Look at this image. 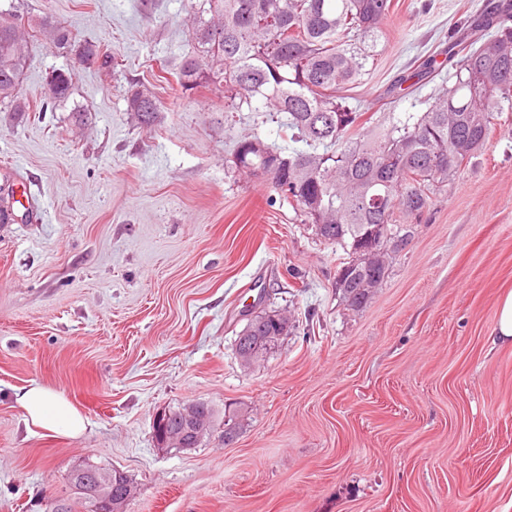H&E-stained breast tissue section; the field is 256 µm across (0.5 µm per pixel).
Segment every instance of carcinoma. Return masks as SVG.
Instances as JSON below:
<instances>
[{
  "instance_id": "obj_1",
  "label": "carcinoma",
  "mask_w": 512,
  "mask_h": 512,
  "mask_svg": "<svg viewBox=\"0 0 512 512\" xmlns=\"http://www.w3.org/2000/svg\"><path fill=\"white\" fill-rule=\"evenodd\" d=\"M392 8V0H190L192 50L178 72L186 92L207 84L224 94L226 112L261 99L269 111L287 113L290 139L312 151L285 155L247 135L237 141L229 168L266 180L306 223L323 225L318 236L348 255L339 268L347 279L336 292L352 309L368 303L398 254L386 249L381 267L365 265L358 244L367 230L381 224L392 240L413 236L408 224L483 148L504 107L512 109V0H486L458 50L448 52L453 82L434 92L428 109L352 136L363 113L339 90L355 82L366 55L346 43L376 42ZM30 30L65 53L75 47L58 21L30 15L24 0L0 6V105L16 112L31 110L20 95ZM79 56L112 67L99 45L79 46ZM71 83V72L52 71L49 98H66ZM127 111L152 126L157 99L133 91ZM321 145L326 150L319 153ZM92 481L89 475L71 481L83 488L75 493L82 512H92Z\"/></svg>"
}]
</instances>
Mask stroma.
I'll return each instance as SVG.
<instances>
[{
    "label": "stroma",
    "instance_id": "1",
    "mask_svg": "<svg viewBox=\"0 0 512 512\" xmlns=\"http://www.w3.org/2000/svg\"><path fill=\"white\" fill-rule=\"evenodd\" d=\"M485 0H393L350 104L387 123L448 82V32ZM115 66L42 36L22 96L0 106V176L28 192L0 224V512H47L88 460L128 474L126 512H512V111L426 211L368 304L336 293L343 250L257 179L224 172L236 140L298 142L264 107L224 111L182 92L188 0H27ZM72 69L67 99L46 76ZM134 88L153 126L127 110ZM86 116H78V109ZM288 312L278 347L242 367L235 339L259 306ZM38 383L88 420L82 436L28 430L17 393ZM246 408L198 447L164 451L157 411ZM127 110L134 114L141 125L148 127L154 125L159 107L153 94L136 90L127 95ZM497 319V336L502 342L512 344V291L501 300Z\"/></svg>",
    "mask_w": 512,
    "mask_h": 512
}]
</instances>
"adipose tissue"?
<instances>
[{"mask_svg":"<svg viewBox=\"0 0 512 512\" xmlns=\"http://www.w3.org/2000/svg\"><path fill=\"white\" fill-rule=\"evenodd\" d=\"M16 401L24 412L27 427L49 435L78 437L83 435L88 422L62 393L39 384L30 385L18 393Z\"/></svg>","mask_w":512,"mask_h":512,"instance_id":"obj_1","label":"adipose tissue"}]
</instances>
